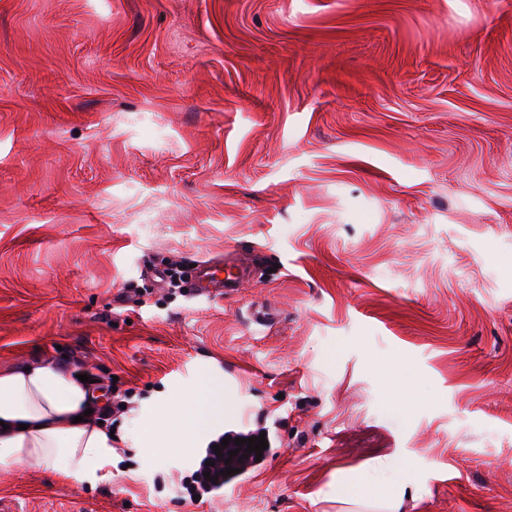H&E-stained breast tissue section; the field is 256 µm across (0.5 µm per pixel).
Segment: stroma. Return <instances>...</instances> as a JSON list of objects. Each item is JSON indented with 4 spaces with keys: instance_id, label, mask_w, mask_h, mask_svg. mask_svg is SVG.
Masks as SVG:
<instances>
[{
    "instance_id": "35a3bbf8",
    "label": "stroma",
    "mask_w": 512,
    "mask_h": 512,
    "mask_svg": "<svg viewBox=\"0 0 512 512\" xmlns=\"http://www.w3.org/2000/svg\"><path fill=\"white\" fill-rule=\"evenodd\" d=\"M228 255L234 293L162 290ZM41 358L134 391L124 454L0 473V512H370L392 479L512 512V0H0V368ZM202 386L204 437L166 413ZM225 435L223 433L214 439L209 444L206 450V455L201 460L199 467L190 471L188 474L181 478L179 483V494L181 499L196 502L202 499L204 494L211 493L221 487H224V476L220 474V471L226 472V467L229 468L239 464H225L224 446L221 444V440ZM212 445H218L220 447V451L223 453V456L217 457V455L214 453ZM207 460L214 461V466H207ZM203 472L210 473V479H205ZM213 478H217V481H213ZM195 495H200V499H193V496Z\"/></svg>"
}]
</instances>
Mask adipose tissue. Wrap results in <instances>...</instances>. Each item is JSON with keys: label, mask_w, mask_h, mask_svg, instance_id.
Wrapping results in <instances>:
<instances>
[{"label": "adipose tissue", "mask_w": 512, "mask_h": 512, "mask_svg": "<svg viewBox=\"0 0 512 512\" xmlns=\"http://www.w3.org/2000/svg\"><path fill=\"white\" fill-rule=\"evenodd\" d=\"M92 387L53 361L0 371V470L45 467L66 479L108 482L117 453L107 424L87 415ZM224 411L221 399L201 391L173 402L175 420L207 428Z\"/></svg>", "instance_id": "adipose-tissue-1"}]
</instances>
